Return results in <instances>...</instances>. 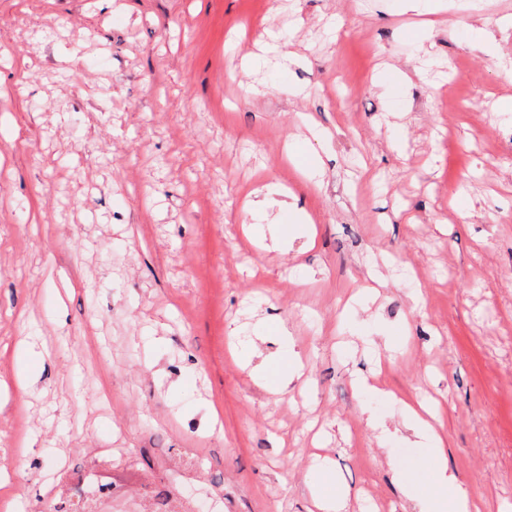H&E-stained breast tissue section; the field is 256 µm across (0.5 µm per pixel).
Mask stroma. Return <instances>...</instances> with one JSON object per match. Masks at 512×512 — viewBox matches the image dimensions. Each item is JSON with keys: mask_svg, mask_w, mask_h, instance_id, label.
<instances>
[{"mask_svg": "<svg viewBox=\"0 0 512 512\" xmlns=\"http://www.w3.org/2000/svg\"><path fill=\"white\" fill-rule=\"evenodd\" d=\"M502 60L512 0H0V512L90 475L112 512H409L410 399L512 512ZM273 185L310 217L286 255ZM291 351L310 385L271 395Z\"/></svg>", "mask_w": 512, "mask_h": 512, "instance_id": "35a3bbf8", "label": "stroma"}]
</instances>
